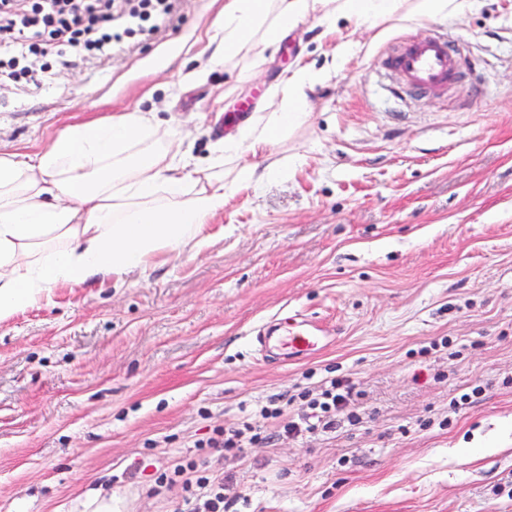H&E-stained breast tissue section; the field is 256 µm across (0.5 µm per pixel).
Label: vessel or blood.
Wrapping results in <instances>:
<instances>
[{
	"instance_id": "1",
	"label": "vessel or blood",
	"mask_w": 512,
	"mask_h": 512,
	"mask_svg": "<svg viewBox=\"0 0 512 512\" xmlns=\"http://www.w3.org/2000/svg\"><path fill=\"white\" fill-rule=\"evenodd\" d=\"M383 67L397 73L405 90L428 94L455 84L461 70L457 54L447 38L440 35L410 37L382 59ZM279 341L289 353L304 354L323 346L324 337L314 329L298 325L283 330Z\"/></svg>"
}]
</instances>
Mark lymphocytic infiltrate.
<instances>
[{"label":"lymphocytic infiltrate","instance_id":"f902f5d3","mask_svg":"<svg viewBox=\"0 0 512 512\" xmlns=\"http://www.w3.org/2000/svg\"><path fill=\"white\" fill-rule=\"evenodd\" d=\"M176 11L177 0H0V82L39 87L46 58L102 60L114 47L151 38ZM352 400V385L330 378L317 389L261 406L259 413L277 435L315 434L334 429ZM262 440L246 420L216 429L208 445L239 456ZM175 484L184 491L181 512H224L225 484L201 475L195 463H174L155 479L159 488Z\"/></svg>","mask_w":512,"mask_h":512}]
</instances>
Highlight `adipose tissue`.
I'll use <instances>...</instances> for the list:
<instances>
[{
	"mask_svg": "<svg viewBox=\"0 0 512 512\" xmlns=\"http://www.w3.org/2000/svg\"><path fill=\"white\" fill-rule=\"evenodd\" d=\"M320 0H228L214 64L245 47L265 51ZM305 67L281 82L283 98L252 148L267 146L305 116ZM152 115L132 112L100 126H75L23 161L0 154V319L37 303L58 282L80 283L143 266L157 251L203 245L208 219L224 207L220 159L159 149L135 161L133 145ZM166 194L157 203V191Z\"/></svg>",
	"mask_w": 512,
	"mask_h": 512,
	"instance_id": "obj_1",
	"label": "adipose tissue"
}]
</instances>
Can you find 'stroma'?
<instances>
[{"label":"stroma","mask_w":512,"mask_h":512,"mask_svg":"<svg viewBox=\"0 0 512 512\" xmlns=\"http://www.w3.org/2000/svg\"><path fill=\"white\" fill-rule=\"evenodd\" d=\"M224 2L181 0L153 40L0 89V152L22 159L130 112L153 115L144 149L224 158L205 245L57 283L0 321V512H174L177 492L151 489L178 458L230 478L225 512H512V0L330 33L317 10L217 66ZM431 34L464 77L403 92L380 60ZM300 62L323 74L306 120L260 157L267 179L239 181L247 125ZM291 317L325 347L260 349ZM331 377L355 383L358 423L241 459L205 447Z\"/></svg>","instance_id":"stroma-1"}]
</instances>
